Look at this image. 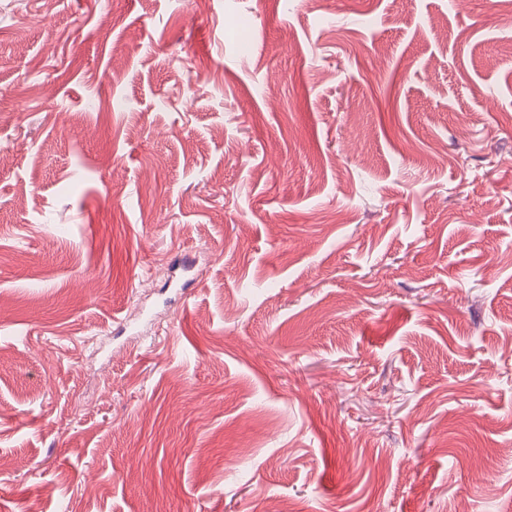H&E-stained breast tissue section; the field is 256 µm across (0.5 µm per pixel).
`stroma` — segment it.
Instances as JSON below:
<instances>
[{
  "instance_id": "35a3bbf8",
  "label": "stroma",
  "mask_w": 512,
  "mask_h": 512,
  "mask_svg": "<svg viewBox=\"0 0 512 512\" xmlns=\"http://www.w3.org/2000/svg\"><path fill=\"white\" fill-rule=\"evenodd\" d=\"M509 158L501 0H0V512H512Z\"/></svg>"
}]
</instances>
